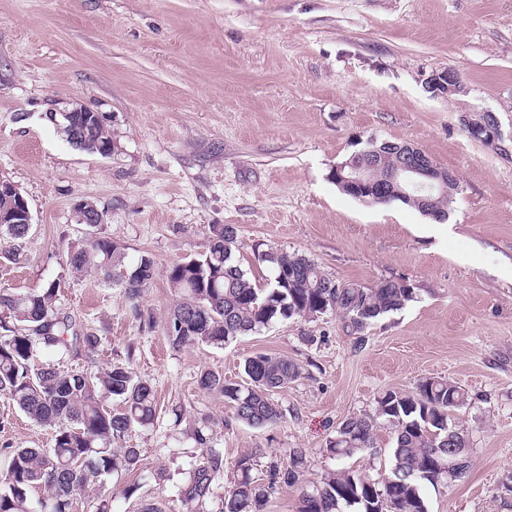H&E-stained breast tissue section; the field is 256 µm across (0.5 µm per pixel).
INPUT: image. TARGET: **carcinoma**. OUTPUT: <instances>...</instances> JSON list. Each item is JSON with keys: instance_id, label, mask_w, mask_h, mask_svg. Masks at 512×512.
<instances>
[{"instance_id": "1", "label": "carcinoma", "mask_w": 512, "mask_h": 512, "mask_svg": "<svg viewBox=\"0 0 512 512\" xmlns=\"http://www.w3.org/2000/svg\"><path fill=\"white\" fill-rule=\"evenodd\" d=\"M73 146L90 153L103 146L115 147L102 114L81 128ZM378 149L380 167L372 180L388 181L404 161L402 144L369 141L366 149ZM453 195L437 193L420 202L416 193L404 196L398 187L386 199L371 196L373 204L399 201L423 215L442 222L448 219ZM17 204L16 186L0 182V213ZM30 231L27 224H1L0 238L20 240ZM237 229L232 224L213 227L212 243L199 259L174 264L168 274L180 301L169 316L167 337L174 347L204 344L223 347L241 335L256 332L293 316L313 318L335 311L352 326L363 329L370 322L404 309L417 299L409 285L384 279L367 287L342 283L325 273L312 259L297 253L269 248L258 254L271 273L267 287H260L233 257ZM76 275L94 270L124 288L130 299L140 296L155 273L152 257L142 255L126 267L112 240L94 237L67 252ZM0 396L54 434L53 446L16 448L0 479V512H73L77 496L91 484L103 483L117 470L133 471L140 449L114 448L138 427L157 419L156 393L152 385L133 375L124 365L97 372L66 369L60 362L35 364L41 350L63 356L83 348L94 351L101 338L76 330L68 316L56 308V291L48 286L39 292L17 293L0 289ZM246 384L230 382L224 375L204 371L197 380L202 390H219L233 403L236 418L252 427L276 423L281 411L271 393L288 387L301 376L291 359L257 353L244 362ZM117 401L118 408L106 404ZM461 386L442 377L421 381L414 391H387L375 398L368 413L345 418L329 441L328 451L338 465L318 481L306 483V457L297 451L288 467L269 470L268 482L252 475L257 453L237 462L238 479L215 512H263L278 483L301 485L298 512H428L423 489L427 485L453 487L470 468V445L448 440L457 430L451 413L468 404ZM394 430L392 467L387 477L375 479L352 469L346 462L374 447L377 427ZM213 429L208 424L192 428L190 437L202 456L188 472L181 490L187 512H199L212 497L213 487L224 475V458L211 446ZM41 493L37 503L31 494Z\"/></svg>"}]
</instances>
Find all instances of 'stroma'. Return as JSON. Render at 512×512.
Returning <instances> with one entry per match:
<instances>
[{"instance_id":"35a3bbf8","label":"stroma","mask_w":512,"mask_h":512,"mask_svg":"<svg viewBox=\"0 0 512 512\" xmlns=\"http://www.w3.org/2000/svg\"><path fill=\"white\" fill-rule=\"evenodd\" d=\"M446 68L460 91L431 97L426 79ZM79 105L107 117L112 155L58 129ZM483 110L500 121L502 149L464 131L463 117ZM370 139L419 145L456 175L450 234L427 236L417 209L359 201L331 180ZM1 179L25 197L33 226L0 243V289L55 285L59 312L102 339L65 368L123 364L156 391V424L124 440L140 450L138 470L107 480L112 512L144 500L185 512L195 423L212 425L224 454L215 497L255 448L265 451L256 478L300 451L306 480H318L336 467L327 446L342 420L434 376L470 395L454 420L471 468L454 487L426 489L429 512H512V0H0ZM84 200L102 224L79 223ZM215 224L236 227L234 256L257 281L269 276L256 257L264 245L341 282L406 283L417 300L361 330L330 311L220 348L173 347L168 272L207 252ZM92 236L112 239L126 265L152 256L137 300L101 275L72 274L68 247ZM258 353L303 370L274 393L282 417L264 427L197 385L205 370L241 380ZM393 440L380 426L352 467L386 476ZM52 445V430L0 397V475L13 449Z\"/></svg>"}]
</instances>
